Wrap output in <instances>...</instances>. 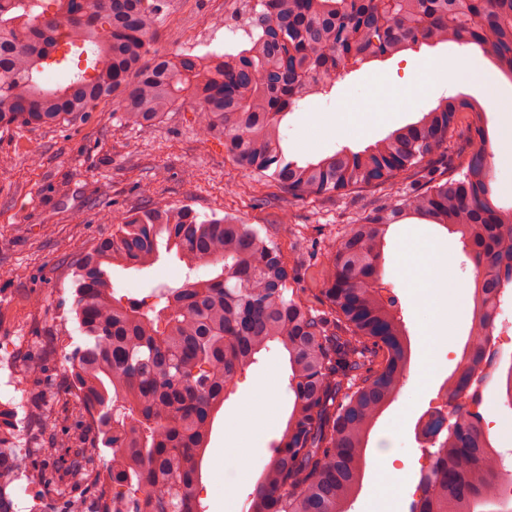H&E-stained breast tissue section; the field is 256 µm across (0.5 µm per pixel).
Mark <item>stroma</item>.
Here are the masks:
<instances>
[{"instance_id": "obj_1", "label": "stroma", "mask_w": 512, "mask_h": 512, "mask_svg": "<svg viewBox=\"0 0 512 512\" xmlns=\"http://www.w3.org/2000/svg\"><path fill=\"white\" fill-rule=\"evenodd\" d=\"M215 18L213 0H168V16L155 46L169 55L186 52L183 33L207 30ZM470 62L496 89L482 99L491 139L493 190L500 207H512V142L503 135L512 117V79L485 59L477 47L467 49ZM415 52L408 51L352 71L337 81L330 96L307 97L283 123L288 158L305 162L346 148L360 151L393 129L417 121L449 95H471L464 78L437 79L415 96L405 88L414 77ZM232 185L235 196L224 194ZM379 195L360 188L342 197L292 198L273 184L256 188L218 141L204 140L191 121L190 108L168 113L150 127L128 126L100 104L85 118L53 128L14 126L0 130V407L14 409L13 378H25L27 426L33 446H40L46 417L64 411L71 423L88 426L90 417L73 388L71 359L86 337L79 330L75 288L79 259L111 234V216L152 207L164 201L191 208L199 219L233 212L248 224L307 225L305 238L288 237L289 261L311 253L310 241L331 235L342 223L367 213ZM415 249L420 263L445 261L457 284L454 298L435 293L418 300L401 275L398 260ZM384 281L401 308L411 339L412 363L397 398L376 421L366 450L361 489L350 512H376L379 501L390 512H409L419 498L422 463L428 454L419 433L442 399L441 385L453 371L470 339L472 315L468 296L474 271L458 235L436 224L412 219L392 225L386 237ZM184 280L176 255L166 254L147 269L112 270L116 296L154 303V291ZM448 320L452 345L435 361L422 358L430 324ZM288 364L278 350L261 353L243 370L217 413L203 460L198 494L206 512H242V506L269 463L293 405L286 389ZM59 390L57 401L42 403L46 386ZM267 398L270 427L243 430V413ZM390 456L382 470L379 452ZM246 459L244 473L232 476L231 491L219 490L225 465Z\"/></svg>"}]
</instances>
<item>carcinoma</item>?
<instances>
[{"label":"carcinoma","instance_id":"carcinoma-1","mask_svg":"<svg viewBox=\"0 0 512 512\" xmlns=\"http://www.w3.org/2000/svg\"><path fill=\"white\" fill-rule=\"evenodd\" d=\"M258 35L237 53L208 58L158 53L164 0H109L83 20L80 0H0V128L57 126L102 102L147 127L192 103L196 129L218 139L235 165L307 199L373 188L382 202L324 244L316 300L297 287L280 228L224 217L199 219L157 203L117 219L112 235L81 258L80 329L91 344L73 357V384L91 417L69 435L65 412L45 423L47 447L29 456L0 427V512H17L11 487L51 483L105 497L100 512H205L196 487L212 424L227 388L277 343L288 357L293 406L248 512H348L363 477L369 434L407 376L410 344L396 300L382 293L393 224L417 218L461 233L475 271L471 338L443 385L453 411L425 423L435 460L409 512H512L487 489L499 451L483 430L478 391L497 367L491 336L512 286V209L496 206L487 133L473 96L443 97L411 124L360 152L314 162L289 159L283 118L306 97L332 93L346 72L399 52L475 44L512 79V0H256ZM65 24L71 54L56 59ZM61 73L58 83L48 75ZM471 115V149L453 132ZM175 253L203 277L164 286L157 306L114 296L112 268L153 266ZM112 449V490L98 470Z\"/></svg>","mask_w":512,"mask_h":512}]
</instances>
